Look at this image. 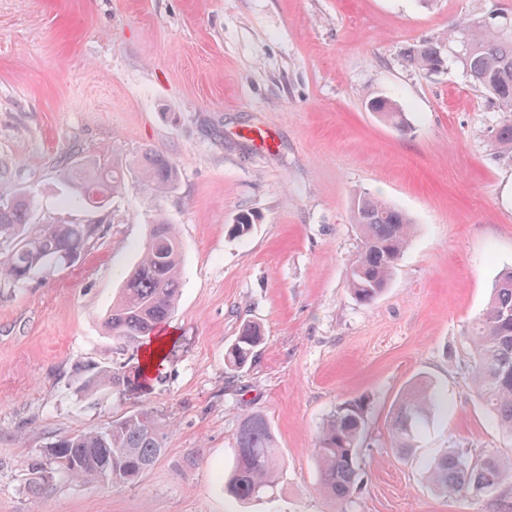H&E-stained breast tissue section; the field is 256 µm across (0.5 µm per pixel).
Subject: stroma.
<instances>
[{"label":"stroma","mask_w":512,"mask_h":512,"mask_svg":"<svg viewBox=\"0 0 512 512\" xmlns=\"http://www.w3.org/2000/svg\"><path fill=\"white\" fill-rule=\"evenodd\" d=\"M507 18L512 0H0V203L24 194L36 222H103L75 264L0 282V512H483L434 490L423 467L447 448H504L472 386L466 336L512 267V154L495 145L502 114L448 32ZM427 42L444 59L434 74L408 58ZM381 94L406 127L368 110ZM253 127L272 133L274 152L243 137ZM149 149L178 168L167 194L130 172L94 210L66 176L75 161ZM364 193L417 227L370 305L345 288ZM243 214L251 232L230 236ZM159 215L184 246L163 325L177 351L140 397H80L76 363L127 358L103 318ZM249 321L264 343L228 371L224 352ZM421 374L440 405L403 455L389 420ZM362 394L360 488L340 502L313 449L336 405ZM143 407L167 440L137 482L59 474L29 497L51 441ZM242 412L267 418L282 458L273 494L251 502L224 491Z\"/></svg>","instance_id":"obj_1"}]
</instances>
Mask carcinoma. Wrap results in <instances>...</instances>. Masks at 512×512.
<instances>
[{"mask_svg":"<svg viewBox=\"0 0 512 512\" xmlns=\"http://www.w3.org/2000/svg\"><path fill=\"white\" fill-rule=\"evenodd\" d=\"M449 37L459 39L463 64L474 85L487 91L504 114L493 137L500 148L512 152V33L466 20L450 29ZM419 69L435 72L442 59L431 45L410 52ZM370 111L396 126L405 125L403 112L387 97L369 101ZM145 190L162 195L175 188L176 166L157 153L145 155L139 167ZM69 176L84 198L104 199L123 186L125 171L119 165L85 160L70 167ZM353 223L360 236V248L346 272V287L360 304L375 302L386 290L414 225L404 212L371 196L358 198ZM101 233V225L38 224L31 217L26 197L0 204V238L12 240L13 247L0 256V280L19 283L31 278L50 256H82ZM183 247L176 228L157 216L142 246L141 258L124 280L118 296L106 314L103 326L122 349H135L139 339L152 333L172 314L179 294ZM264 341L261 327L247 323L224 355L228 370L237 371L252 359ZM473 359L472 382L478 397L492 414L498 429L512 445V271L503 272L492 286L482 313L467 336ZM76 390L85 396L108 388L122 397L145 392L144 368L128 362L102 367L77 365ZM437 397L424 376L413 379L397 399L390 420L395 450L412 451L426 426ZM371 401L367 395L340 402L324 421L315 454L323 489L345 502L358 488L360 453L364 442ZM237 457L225 482L226 492L246 502L266 497L273 491L280 467L271 426L265 416L241 415L237 431ZM59 447L64 463L62 474L80 481L105 478L114 487L136 482L164 454V433L158 415L143 409L101 429H80L50 443ZM33 468L29 483L37 500L49 486ZM427 480L445 494L472 495L477 487L494 488L512 494V454L491 452L474 456L464 448H450L427 466Z\"/></svg>","mask_w":512,"mask_h":512,"instance_id":"1","label":"carcinoma"}]
</instances>
